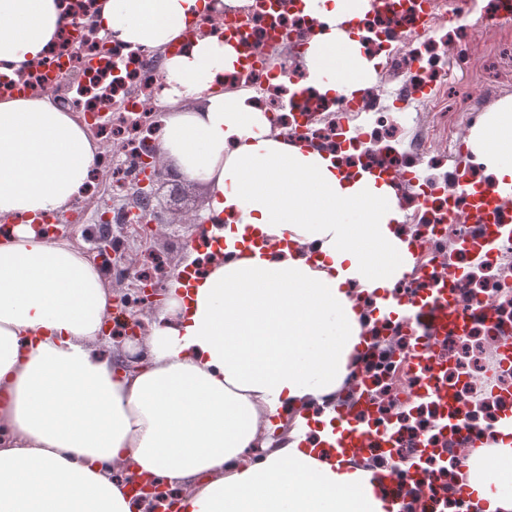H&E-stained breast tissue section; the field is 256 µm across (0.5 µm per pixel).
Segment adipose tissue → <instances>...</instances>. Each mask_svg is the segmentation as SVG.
Returning a JSON list of instances; mask_svg holds the SVG:
<instances>
[{
  "label": "adipose tissue",
  "mask_w": 512,
  "mask_h": 512,
  "mask_svg": "<svg viewBox=\"0 0 512 512\" xmlns=\"http://www.w3.org/2000/svg\"><path fill=\"white\" fill-rule=\"evenodd\" d=\"M248 0H98L113 40L164 54L160 162L207 192V237L224 241L193 286L172 278L132 369L101 353L113 292L102 269L36 223L75 208L103 151L47 96L0 97V512H143L127 491L147 477L178 512H393L380 470L304 447L308 409L334 416L367 317L415 260L395 184L304 146L224 89L236 49L189 26ZM369 0H303L314 19L305 83L362 91L377 58L359 39ZM61 0H0V75L29 69L68 23ZM466 146L512 197V97L483 113ZM267 250L246 246L249 237ZM478 512H512V420L469 456Z\"/></svg>",
  "instance_id": "obj_1"
}]
</instances>
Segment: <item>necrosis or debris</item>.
<instances>
[{"mask_svg":"<svg viewBox=\"0 0 512 512\" xmlns=\"http://www.w3.org/2000/svg\"><path fill=\"white\" fill-rule=\"evenodd\" d=\"M402 0L398 10L378 8L358 20L357 28L367 51L383 57L385 73L402 80L404 92L387 98L382 86L363 90L358 99L342 96L326 99L305 84V77L287 60L270 61L265 49L283 44L285 37L308 31L313 21L282 0H252L244 9L226 10L217 27L243 26L244 36L257 56L251 65L230 74L231 82L259 86L262 96L255 105L287 127L289 134L321 144L342 154L349 166L373 158L392 167L398 175L420 165L435 167L425 137H418L408 153L395 144L406 130L404 108L428 105L427 92L442 82L438 63L454 56L461 67L472 63L474 45L494 38L512 24V0H489L483 19L471 20L473 0ZM163 78L156 59L131 46L105 47L92 32L79 26L63 28L59 40L42 60L17 78L0 77V94L17 91L57 97L65 109L91 119L93 134H113L125 159L112 187L121 191L134 174L129 164L139 158V143L149 134L137 120L139 113L156 105ZM111 105L112 120L98 119L104 105ZM391 112L382 126L351 127L350 122L369 112ZM465 194L459 182L429 180L421 192L405 195L403 204L413 211L410 243L421 255L414 272L403 278L401 298L421 287L439 284L449 268L465 269L456 295L464 310H480L466 334L440 337L434 348L438 364L434 379L464 409L455 429H444L451 416L440 401L420 397L419 379L410 371L404 355L414 344L408 325L375 322L352 374L345 405H353L358 393L367 396L368 416H379L397 428L398 455L409 451L408 440L426 441L433 452L422 468L427 482L413 502L414 512H450L454 503L445 491L450 476L462 469L465 453L460 439L465 432L486 433L504 409L512 406V362L503 351L512 347V242L493 260L479 264L471 259L469 223L450 219V211L462 210Z\"/></svg>","mask_w":512,"mask_h":512,"instance_id":"1","label":"necrosis or debris"}]
</instances>
